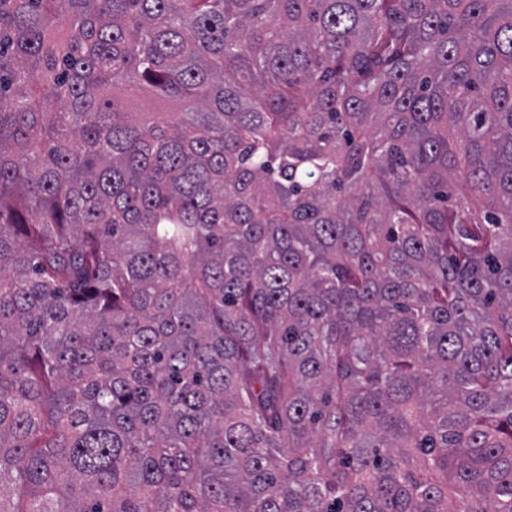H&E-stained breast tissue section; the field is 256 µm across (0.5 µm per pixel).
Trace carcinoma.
Wrapping results in <instances>:
<instances>
[{
  "instance_id": "carcinoma-1",
  "label": "carcinoma",
  "mask_w": 512,
  "mask_h": 512,
  "mask_svg": "<svg viewBox=\"0 0 512 512\" xmlns=\"http://www.w3.org/2000/svg\"><path fill=\"white\" fill-rule=\"evenodd\" d=\"M0 512H512V0H0Z\"/></svg>"
}]
</instances>
